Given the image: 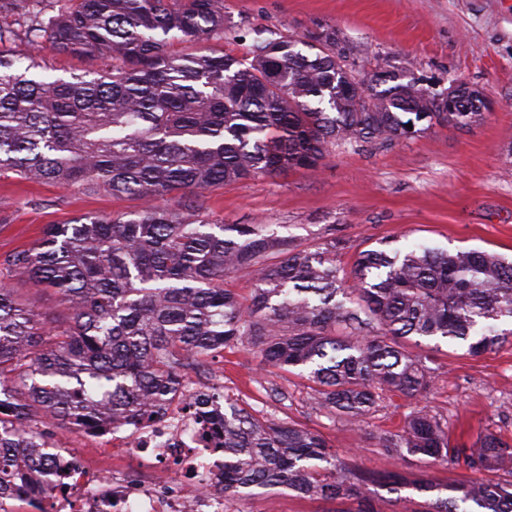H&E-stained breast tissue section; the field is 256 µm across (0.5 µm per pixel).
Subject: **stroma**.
<instances>
[{
	"mask_svg": "<svg viewBox=\"0 0 512 512\" xmlns=\"http://www.w3.org/2000/svg\"><path fill=\"white\" fill-rule=\"evenodd\" d=\"M235 23L224 38L175 44L182 54L248 57L257 31L303 35L332 27L362 73L413 62L432 91L457 78L478 85L492 104L483 122L447 125L388 145L336 151L317 173L293 170L230 183L206 192L203 212L215 224L288 227L302 248L342 240L350 268L358 250L382 240L398 247L417 240L454 249L478 248L512 259V174L502 157L512 148V0H224ZM133 196L0 174V255L33 247L44 228L82 214L137 211ZM426 406L448 423L452 441L470 447L491 432L512 443V344L479 356L441 346ZM242 402L277 413L321 435L353 466L374 473L400 470L440 484L472 479L469 470L404 462L373 438L402 427L417 408L402 396L384 400L361 430L316 410L305 379L265 365L258 353L228 348L211 365Z\"/></svg>",
	"mask_w": 512,
	"mask_h": 512,
	"instance_id": "1",
	"label": "stroma"
}]
</instances>
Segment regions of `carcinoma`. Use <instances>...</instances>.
I'll list each match as a JSON object with an SVG mask.
<instances>
[{
  "instance_id": "1",
  "label": "carcinoma",
  "mask_w": 512,
  "mask_h": 512,
  "mask_svg": "<svg viewBox=\"0 0 512 512\" xmlns=\"http://www.w3.org/2000/svg\"><path fill=\"white\" fill-rule=\"evenodd\" d=\"M0 0L26 18L34 50L93 56L88 79L44 81L29 55L0 54V172L142 201L133 213L83 214L52 224L0 266L53 290L62 319L46 321L0 280V498L30 493L33 435L18 428L81 419L107 425L150 415L175 391L190 356L256 350L299 371L317 409L362 429L388 396L420 401L435 369L407 346L464 345L477 356L512 339V262L479 249H363L341 272L343 246L311 250L264 224H212L206 191L287 170H319L332 150L389 144L426 122L464 128L487 98L463 84L453 99L422 86L408 62L361 76L327 27L258 37L252 55H175L170 41L229 30L224 0ZM412 128H407V124ZM175 193L174 208L155 204ZM248 272L246 297L224 278ZM14 375L24 399L4 385ZM224 512L250 489L286 487L311 499L355 501L344 512H383L364 495L376 483L434 492L419 512H512V444L487 433L474 448L451 441L426 410L376 437L383 451L448 468L500 471L496 482L440 487L352 467L321 436L224 394Z\"/></svg>"
}]
</instances>
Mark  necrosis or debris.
<instances>
[{
    "mask_svg": "<svg viewBox=\"0 0 512 512\" xmlns=\"http://www.w3.org/2000/svg\"><path fill=\"white\" fill-rule=\"evenodd\" d=\"M220 389L183 374L157 420L120 419L103 432L74 424L81 439L96 441L106 457L124 458L134 474L83 465L61 490L59 468L73 453L46 442L28 471L35 490L23 499L25 512H224V453L202 437L206 416L224 413Z\"/></svg>",
    "mask_w": 512,
    "mask_h": 512,
    "instance_id": "4bbe7bcc",
    "label": "necrosis or debris"
}]
</instances>
